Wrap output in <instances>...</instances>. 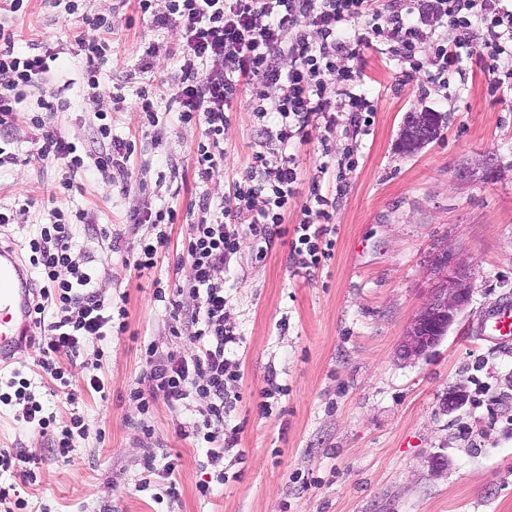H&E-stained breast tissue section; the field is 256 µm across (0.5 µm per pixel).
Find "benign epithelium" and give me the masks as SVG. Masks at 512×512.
Wrapping results in <instances>:
<instances>
[{
    "mask_svg": "<svg viewBox=\"0 0 512 512\" xmlns=\"http://www.w3.org/2000/svg\"><path fill=\"white\" fill-rule=\"evenodd\" d=\"M488 172L494 177L501 174L489 155L475 164L465 162L459 168V174L473 180L484 178ZM473 276V265L454 250L445 249L434 257L426 299L406 327L399 345L398 354L401 359H419L442 341L469 304ZM466 398L464 387L454 386L448 389L444 408L452 413Z\"/></svg>",
    "mask_w": 512,
    "mask_h": 512,
    "instance_id": "7a95c632",
    "label": "benign epithelium"
}]
</instances>
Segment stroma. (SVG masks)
<instances>
[{"instance_id": "obj_1", "label": "stroma", "mask_w": 512, "mask_h": 512, "mask_svg": "<svg viewBox=\"0 0 512 512\" xmlns=\"http://www.w3.org/2000/svg\"><path fill=\"white\" fill-rule=\"evenodd\" d=\"M113 4L84 0L85 9L112 17V56L93 89L83 79L75 37L91 40L96 31L57 16L42 0H30L25 14L5 16L16 50L47 42L61 51L52 70L56 84L70 89L67 106L47 117L52 126L86 147L102 111L113 135L135 144L126 178L111 183L92 170L72 175L26 162L36 131L21 121L9 149L22 162L0 167V209L13 216L0 226V243L28 258L48 198L91 211L100 230L72 225L75 251L88 260L95 288L128 313L126 333L86 343L73 360L78 376L104 380L105 394L79 387L67 401L34 367L32 349L14 362L12 370L27 378L45 413L60 422L78 414L88 429L63 464L52 459L45 437L17 422L20 404L0 407V448H23L41 461L36 484L19 488L25 512H512V346L477 334L481 317L512 299V90L491 91L492 76L475 59L464 62L463 86L401 83V63L380 44L348 62L358 74L351 91L367 94L374 105L368 131L341 123L329 131L316 117L308 140L292 148L298 184L285 225L305 217L301 208L312 181H319L335 204L307 217L335 226L332 258L300 269L289 259L286 234L265 261H255L249 220H238L240 249L224 269V296L227 320L242 338L238 401L227 419L240 433L237 451L224 457V482L199 493L214 469L204 448L178 435L180 413L159 400L151 414L155 444L179 455L181 466L177 498L155 503L157 488L146 485L140 465V414L129 392L142 374L144 344L180 351L186 338L173 335L153 291L186 279L181 243L202 217L195 207L200 195L231 196L253 154L275 152L278 143L270 136L273 118L258 112L255 87H240L224 132V169L198 178L193 155L201 129L163 112L157 141L137 109L146 80L136 72L140 54L160 44L148 80L171 87L180 75L171 56L179 34L156 29L134 7L117 11ZM119 91L126 101L116 112L111 97ZM413 112L440 113L442 122L436 139L409 153L401 130ZM488 154L501 176L458 177L462 160ZM162 203L178 212L168 228L170 247L154 269L130 271L112 240L151 234L150 225L127 223L126 215ZM447 247L474 266L471 302L433 352L404 361L398 346L425 300L431 260ZM12 370L0 377L10 378ZM272 379L280 390L267 399ZM456 384L469 398L449 413L444 398ZM436 461L444 472L434 473Z\"/></svg>"}]
</instances>
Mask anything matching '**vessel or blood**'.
Instances as JSON below:
<instances>
[{
	"label": "vessel or blood",
	"instance_id": "obj_1",
	"mask_svg": "<svg viewBox=\"0 0 512 512\" xmlns=\"http://www.w3.org/2000/svg\"><path fill=\"white\" fill-rule=\"evenodd\" d=\"M35 282L13 246L0 244V369L14 363L34 326ZM488 338L512 342V300L501 301L482 324Z\"/></svg>",
	"mask_w": 512,
	"mask_h": 512
}]
</instances>
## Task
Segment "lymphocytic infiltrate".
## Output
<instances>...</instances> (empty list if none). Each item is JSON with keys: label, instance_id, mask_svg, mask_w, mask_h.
<instances>
[{"label": "lymphocytic infiltrate", "instance_id": "lymphocytic-infiltrate-1", "mask_svg": "<svg viewBox=\"0 0 512 512\" xmlns=\"http://www.w3.org/2000/svg\"><path fill=\"white\" fill-rule=\"evenodd\" d=\"M153 2L136 0L139 13L155 27L180 32L181 75L169 100L180 123L197 125L203 132L194 158L199 176L207 179L224 168L220 144L244 82L255 84L261 99L269 100L278 123L277 138L285 149L274 160L261 152L253 155L235 184L234 207L207 197L200 200L205 218L191 225L183 243L189 269L184 285L170 294L161 287L154 291L171 326L189 323L187 348L163 352L148 344L143 374L130 392L141 414L137 429L147 439L154 435L148 417L157 400L176 409L203 399L204 409L180 423L177 433L204 443L207 461L215 467L237 446L239 434L238 428L226 425L233 405L230 388L241 378V365L232 351L240 336L227 322L224 297V264L240 246L235 221L242 212H251L255 257L265 259L295 195L298 176L290 146L307 141L312 116L322 115L330 128L337 122L336 106L326 94L327 77L353 81L355 74L343 66V59L376 42L387 44L391 55L406 63V81L422 73L428 82L447 84L449 74L460 73L463 58L473 55L487 61L490 72H497L501 57L512 58V9L504 0H388L383 8L375 0H167L165 10L159 11ZM362 17L368 21L365 32L350 31L349 22ZM311 29L316 39H309ZM453 31L464 32V39L445 40V33ZM57 58L46 44L16 51L13 31L0 24L1 131L14 127L27 90L47 82L50 64ZM39 106L40 114L31 115L29 122L39 132L33 150L41 160L72 172L90 162L108 179L125 178L133 142L113 136L104 124L94 146L79 153L65 132L47 127L43 114L54 111V103L43 100ZM327 203L319 185H312L290 245L302 267L319 265L332 255V228L308 219L314 207ZM47 217L39 236L28 243L30 263L43 282L34 306L37 334L30 345L36 352L35 366L67 388L75 374L63 367V359L76 357L89 340L126 330L127 313L125 307L106 303L92 288V275L73 250L70 224L87 223V213L68 214L62 202L54 200ZM176 219V209L168 205L131 212L128 223L152 225L153 236L129 247L116 240L112 248L124 251L127 267L139 272L153 269L168 246L166 228ZM6 386L0 403L26 400L22 423L51 436L56 460L69 462L75 438L86 434L83 419L74 415L55 425L53 417L44 415L42 404L33 400L26 379L10 378Z\"/></svg>", "mask_w": 512, "mask_h": 512}]
</instances>
